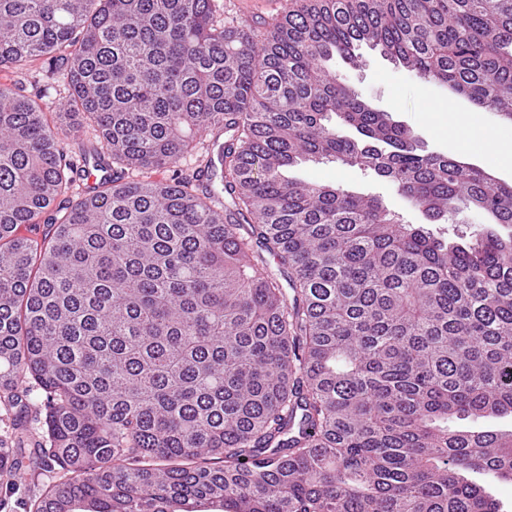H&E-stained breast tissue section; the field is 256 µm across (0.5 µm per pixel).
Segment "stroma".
<instances>
[{"label": "stroma", "mask_w": 512, "mask_h": 512, "mask_svg": "<svg viewBox=\"0 0 512 512\" xmlns=\"http://www.w3.org/2000/svg\"><path fill=\"white\" fill-rule=\"evenodd\" d=\"M364 69H347L341 61L332 67L381 109L402 121L429 150L460 158L488 169L500 180L512 182V168L500 166L474 150L472 140L484 133L512 142V124L500 121L490 112L473 111L465 99L451 95L434 84L421 83L412 74L396 68L378 53L366 51ZM294 178L307 182L343 184L350 190L381 196L385 204L398 211L410 224L424 223L423 214L405 204L394 187L373 172L333 163L307 162L292 169ZM59 472L28 470L25 481L0 477V512H27V503L49 484L61 481Z\"/></svg>", "instance_id": "obj_1"}]
</instances>
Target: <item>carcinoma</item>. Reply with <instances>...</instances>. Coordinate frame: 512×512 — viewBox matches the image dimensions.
Instances as JSON below:
<instances>
[{
    "label": "carcinoma",
    "mask_w": 512,
    "mask_h": 512,
    "mask_svg": "<svg viewBox=\"0 0 512 512\" xmlns=\"http://www.w3.org/2000/svg\"><path fill=\"white\" fill-rule=\"evenodd\" d=\"M365 47L512 121V0H314L260 36L216 0H0V70L46 57L68 91L0 84V396L19 440L43 390L32 459L65 476L30 512H502L512 430L448 422L512 415V234L287 175L359 167L432 224H512V184L330 68ZM76 115L112 180L74 200ZM219 132L233 207L198 172L125 179ZM290 175L307 182L333 185L340 183L356 193L379 195L390 209L403 214L405 222L425 224L434 232H444L446 237L456 240V234H461V231L464 235L467 232L469 236L470 225L488 222L485 215L468 210L458 215L457 221L460 224H429L419 210L405 204L389 182L371 171H364L358 167L340 166L328 162H307L293 168ZM43 392L36 387L23 399H27L30 404L29 409V431L24 439V448H38L37 446L42 441L44 435V429L42 427V421L44 418V411L42 409Z\"/></svg>",
    "instance_id": "obj_1"
}]
</instances>
